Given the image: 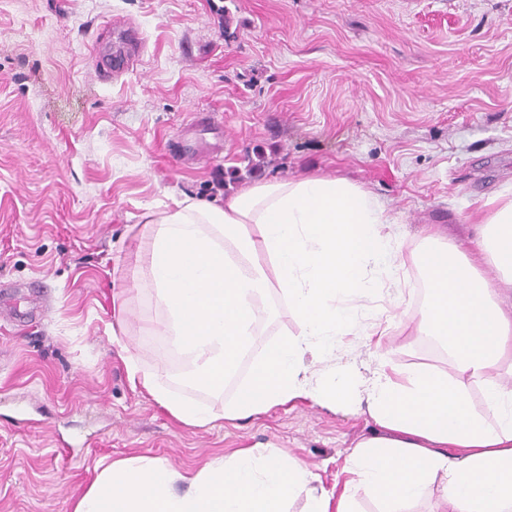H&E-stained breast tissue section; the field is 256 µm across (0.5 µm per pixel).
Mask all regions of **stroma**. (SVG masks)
I'll return each instance as SVG.
<instances>
[{"label":"stroma","mask_w":512,"mask_h":512,"mask_svg":"<svg viewBox=\"0 0 512 512\" xmlns=\"http://www.w3.org/2000/svg\"><path fill=\"white\" fill-rule=\"evenodd\" d=\"M139 28L140 62L94 76L108 26ZM222 143L180 156L184 136ZM345 177L396 221L401 277L422 315L410 253L433 225L467 245L486 202L512 198V0H0V512H73L103 460L176 470L261 444L333 489L373 428L346 402L299 401L195 427L132 386L223 411L253 365L298 331L278 289L222 393L188 362L136 256L143 212L171 195L223 196L261 180ZM413 323L380 344L354 332L328 362L453 374Z\"/></svg>","instance_id":"35a3bbf8"}]
</instances>
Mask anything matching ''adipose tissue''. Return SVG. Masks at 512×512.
I'll list each match as a JSON object with an SVG mask.
<instances>
[{
	"label": "adipose tissue",
	"instance_id": "obj_1",
	"mask_svg": "<svg viewBox=\"0 0 512 512\" xmlns=\"http://www.w3.org/2000/svg\"><path fill=\"white\" fill-rule=\"evenodd\" d=\"M143 220L139 259L166 310L167 332L190 359V386L223 390L268 289L287 296L299 322L220 414L169 395L151 375L132 374L134 386L185 424L247 420L297 399L335 405L340 375L312 379L308 359L330 354L363 302L409 314L392 223L348 179L311 174L210 201L185 195ZM412 258L430 290L415 327L445 339L456 376L375 363L356 396L375 429L351 448L341 492L316 487L315 475L288 455L253 446L196 471L148 455L113 460L73 512H281L302 495L307 512H356L362 493L378 498L382 512H406L436 475L445 479L448 512H512V309L491 286L495 279L512 286V199L487 214L472 246L431 232ZM471 381L483 385L487 416L471 408Z\"/></svg>",
	"mask_w": 512,
	"mask_h": 512
}]
</instances>
